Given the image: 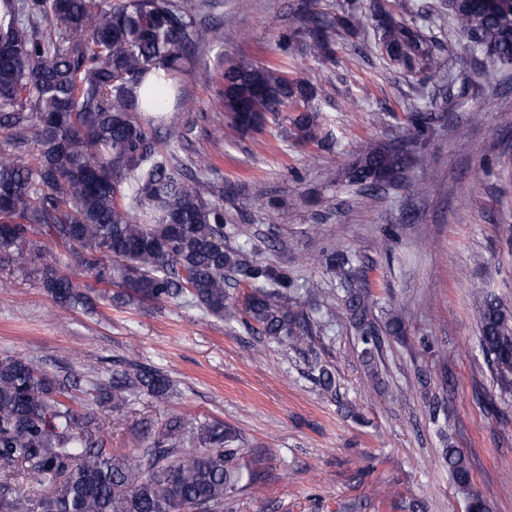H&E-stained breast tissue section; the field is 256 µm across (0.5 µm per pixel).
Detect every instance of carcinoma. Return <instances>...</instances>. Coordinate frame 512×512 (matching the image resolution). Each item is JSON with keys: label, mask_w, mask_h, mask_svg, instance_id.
Instances as JSON below:
<instances>
[{"label": "carcinoma", "mask_w": 512, "mask_h": 512, "mask_svg": "<svg viewBox=\"0 0 512 512\" xmlns=\"http://www.w3.org/2000/svg\"><path fill=\"white\" fill-rule=\"evenodd\" d=\"M371 0L368 10L386 61L411 74L438 63L440 42L424 26ZM473 53L512 63V0H446ZM301 32V53L332 59L336 29L362 25L356 11L333 20L311 10ZM218 25L197 21L185 0H0V262L36 276L64 310L92 298L69 273L50 262V246L115 289L117 303L182 300L222 319L241 322L267 340L295 346L312 336L306 313L290 305L298 290L288 271L224 243V205L201 156L182 162L192 128L166 122L164 90L173 75L209 43ZM219 95L230 120L224 139L283 112L296 138L325 145L312 101L319 88L278 66L229 63ZM434 112H414L411 140L432 128ZM409 155L392 145L363 140L344 171L365 201L400 184ZM357 257L331 251L341 314L363 344L375 375V354L385 336L399 337L396 317L385 324ZM246 284L239 301L233 290ZM506 300L486 293L479 306L478 342L502 386L512 384V324ZM73 383L19 354L0 355V512H224L241 489L239 433L219 421L170 420L145 425L134 447L140 462L105 447L100 425L71 402ZM98 400L118 414L141 394L165 401L173 380L163 369L128 361L112 371ZM444 461L467 512H489L471 488L464 452L448 445ZM25 478L38 489H17Z\"/></svg>", "instance_id": "carcinoma-1"}]
</instances>
